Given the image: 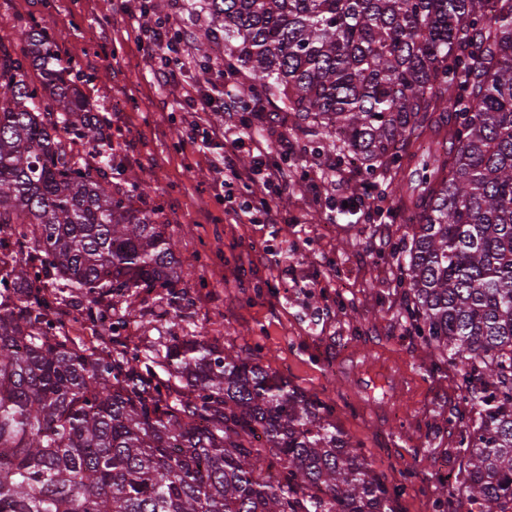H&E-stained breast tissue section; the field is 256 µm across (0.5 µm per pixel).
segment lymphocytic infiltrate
<instances>
[{"label":"lymphocytic infiltrate","mask_w":512,"mask_h":512,"mask_svg":"<svg viewBox=\"0 0 512 512\" xmlns=\"http://www.w3.org/2000/svg\"><path fill=\"white\" fill-rule=\"evenodd\" d=\"M185 33L176 15H167L149 35L145 48L161 56L163 64L155 73L156 80L163 85L175 82L181 72V45ZM252 91L246 81L236 82L225 95L195 87L184 89L176 99V107L196 117L189 131L195 138L199 152L219 150V157L211 162L212 168H223L222 176L213 180L215 195L223 200L225 212L234 214L243 224H284L288 213L278 205L286 191L295 167L294 152L288 140H281L283 163L267 164L269 145L266 137L257 131L252 121L245 116L242 105L251 97ZM220 111L224 114L221 126L202 130L200 116ZM248 151L254 158V166L247 171L239 170L236 157Z\"/></svg>","instance_id":"obj_1"}]
</instances>
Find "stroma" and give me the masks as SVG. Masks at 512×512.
I'll use <instances>...</instances> for the list:
<instances>
[{
  "label": "stroma",
  "mask_w": 512,
  "mask_h": 512,
  "mask_svg": "<svg viewBox=\"0 0 512 512\" xmlns=\"http://www.w3.org/2000/svg\"><path fill=\"white\" fill-rule=\"evenodd\" d=\"M39 21L60 51L95 80L84 91L108 123L104 134L157 190L166 232L183 267L194 303L188 322L207 336L248 350L293 385L333 401L342 430L359 443L387 483L405 485L399 512H435L442 480L461 462L450 417L467 414V390L456 368L435 373L421 338L405 320L408 295L396 259L407 240L404 213L392 197L373 218L340 209L368 184L387 189L393 166L352 167L313 203L310 179L331 163L306 152L292 117L283 129L301 156L299 172L280 205L292 224H239L212 190L209 161L185 136L184 114L173 104L180 84L160 85L156 59L124 21L117 0H0V33L20 43ZM274 249V261L252 252ZM373 351L386 368L412 381L411 393L384 421L367 413L344 380L345 350Z\"/></svg>",
  "instance_id": "stroma-1"
}]
</instances>
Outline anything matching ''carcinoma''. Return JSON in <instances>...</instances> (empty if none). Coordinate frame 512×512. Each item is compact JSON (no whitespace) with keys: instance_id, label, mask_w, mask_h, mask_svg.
Here are the masks:
<instances>
[{"instance_id":"carcinoma-1","label":"carcinoma","mask_w":512,"mask_h":512,"mask_svg":"<svg viewBox=\"0 0 512 512\" xmlns=\"http://www.w3.org/2000/svg\"><path fill=\"white\" fill-rule=\"evenodd\" d=\"M198 58L367 170L412 216L397 265L433 365L470 417L456 489L512 512V0H204ZM0 36V512H399L334 408L193 329L129 347L141 293L184 272L153 188L103 137L41 23ZM39 83L28 80V68ZM84 147L85 156L74 153ZM79 311L100 343L70 335Z\"/></svg>"}]
</instances>
